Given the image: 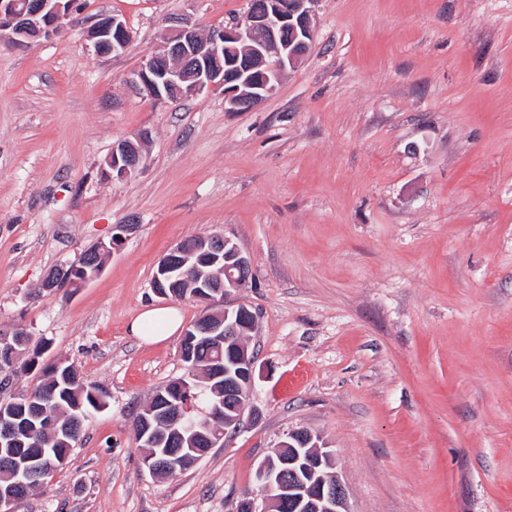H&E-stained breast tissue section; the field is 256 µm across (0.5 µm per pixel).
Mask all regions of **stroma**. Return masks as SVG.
<instances>
[{"label":"stroma","instance_id":"35a3bbf8","mask_svg":"<svg viewBox=\"0 0 512 512\" xmlns=\"http://www.w3.org/2000/svg\"><path fill=\"white\" fill-rule=\"evenodd\" d=\"M59 35L0 39V329L108 394L17 512H236L288 431L335 452L353 512H512V0H318L309 52L255 108L127 79L166 21L206 31L248 0H78ZM120 15L126 50L87 30ZM144 137L127 179L104 173ZM132 225L80 288L53 268ZM223 234L252 277L260 422L173 478L134 418L180 377V336L129 325L180 241ZM142 163L140 146L132 140H122L112 147L106 160L112 178L125 179L134 175Z\"/></svg>","mask_w":512,"mask_h":512}]
</instances>
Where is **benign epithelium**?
Returning a JSON list of instances; mask_svg holds the SVG:
<instances>
[{
  "label": "benign epithelium",
  "instance_id": "1",
  "mask_svg": "<svg viewBox=\"0 0 512 512\" xmlns=\"http://www.w3.org/2000/svg\"><path fill=\"white\" fill-rule=\"evenodd\" d=\"M317 0H262L250 5L245 15L203 37L187 17L175 18L165 41L134 74L131 84L155 100H177L205 90L221 89L227 111L252 109L275 88L280 73L304 56L313 38L312 19ZM75 0H0V34L8 33L16 46H26L42 37L61 33L70 23ZM96 51L109 55L123 51L131 40L126 22L108 15L96 19L88 28ZM237 54L224 58V52ZM142 163L138 143L122 140L112 147L106 160L109 174L125 179L134 175ZM232 241L223 236L186 241L163 256L153 276L155 292L165 297L167 288L184 284L194 289L191 298L206 305V312L185 330L186 336H204L226 346L239 336L244 320L256 322L245 304L224 305L231 292L245 287L251 278L248 258L233 245L235 263H225L224 248ZM224 264V285L214 287L203 278L200 266ZM256 361L246 349L212 364L217 377L224 379V407H215L206 425L209 448L223 445V437L261 419L253 403L241 395L254 390ZM236 417L225 424L223 408ZM189 409L174 405L155 418V423L176 434L192 424ZM24 424L18 416H0V442L13 443L22 436ZM181 448L148 452L142 462L148 473L157 475L165 467L177 470ZM44 453L31 454L14 462L16 486L41 485L53 473L43 467ZM334 466L333 454L314 442L307 430L289 431L275 454L260 462L255 479L257 492L239 499L236 512H277L288 505L293 512H353L346 485L337 477L329 480L324 468Z\"/></svg>",
  "mask_w": 512,
  "mask_h": 512
}]
</instances>
